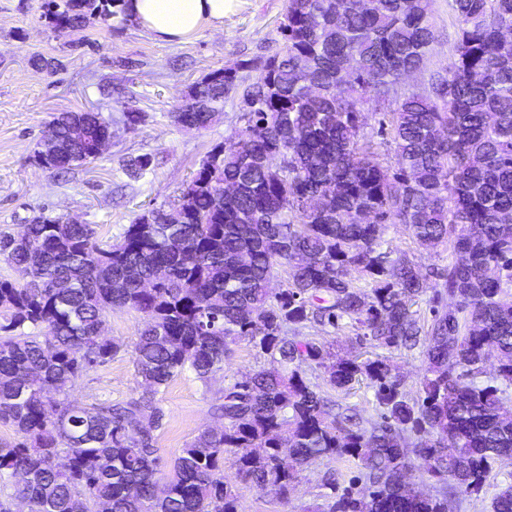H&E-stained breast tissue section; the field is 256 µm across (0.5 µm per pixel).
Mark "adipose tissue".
I'll use <instances>...</instances> for the list:
<instances>
[{
    "label": "adipose tissue",
    "instance_id": "adipose-tissue-1",
    "mask_svg": "<svg viewBox=\"0 0 512 512\" xmlns=\"http://www.w3.org/2000/svg\"><path fill=\"white\" fill-rule=\"evenodd\" d=\"M231 0H123L127 20L156 39L178 43L219 28Z\"/></svg>",
    "mask_w": 512,
    "mask_h": 512
}]
</instances>
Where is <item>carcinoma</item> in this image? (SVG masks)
<instances>
[{
	"instance_id": "1",
	"label": "carcinoma",
	"mask_w": 512,
	"mask_h": 512,
	"mask_svg": "<svg viewBox=\"0 0 512 512\" xmlns=\"http://www.w3.org/2000/svg\"><path fill=\"white\" fill-rule=\"evenodd\" d=\"M118 0H64L48 16L73 32L117 15ZM455 53L409 89L435 33L432 0H288L283 47L257 75L211 73L188 92L175 123L205 129L230 94L246 105L245 128L214 147L174 201L138 214L119 240L90 224L33 217L21 237L0 231V475L16 478L0 499L13 512H239L224 479L236 475L288 498L315 460L358 461L365 492L345 490L324 512H456L492 464L512 463V0H451ZM367 100L397 167L360 144ZM58 153L38 165L65 173L89 162V143L112 134L97 112L51 121ZM83 128L84 135L73 136ZM388 224H403L435 249L453 239L443 288L456 307L422 324L412 311L426 279L404 254L380 249ZM367 279L355 287L350 270ZM286 287L270 292L279 271ZM144 316L133 348L141 391L79 406L67 391L112 360L120 341L102 335L114 309ZM349 321L394 350L423 347L419 397L400 392L388 356L359 362L322 342L288 336L305 322ZM245 338L265 360L222 389L224 420L183 448L158 454L165 414L156 396L186 370L206 386L224 378L229 344ZM497 363L484 383L485 366ZM337 389L374 390L378 419L330 407L307 378ZM441 487L416 496L403 482L410 455ZM492 512H512V485Z\"/></svg>"
}]
</instances>
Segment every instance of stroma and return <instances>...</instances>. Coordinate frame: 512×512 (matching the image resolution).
<instances>
[{
	"label": "stroma",
	"instance_id": "obj_1",
	"mask_svg": "<svg viewBox=\"0 0 512 512\" xmlns=\"http://www.w3.org/2000/svg\"><path fill=\"white\" fill-rule=\"evenodd\" d=\"M43 0H0V230L20 232L35 215L75 219L95 225L105 242L119 239L148 205L171 202L216 145L227 143L245 122L237 97L208 128L176 124L173 112L190 87L210 73L264 61L282 47L279 27L288 0H234L224 24L184 43L155 39L141 27L116 19L82 31L57 33L43 16ZM435 40L416 85L448 63L457 41L449 0H433ZM51 61L35 67V58ZM93 110L112 121V142L92 163L65 176L38 166L33 152L54 114ZM135 121H127V113ZM146 156L150 166L133 179L125 160ZM382 249L406 255L426 278L427 290L414 309L429 322L433 309L454 307L440 295L438 271L453 260V248L421 247L402 224L388 225ZM144 324L142 314L116 309L105 334L123 341L125 351L89 370L69 397L88 405L129 398L137 388L131 345ZM299 336L334 343L340 355L366 360L391 355L402 390L417 398L426 367L422 350L388 352L360 338L355 328L309 322ZM215 391L206 390L192 371L174 378L158 395L165 426L157 440L160 455L173 460L203 428L216 425L211 411ZM359 468L352 459H321L305 466L294 490L281 496L251 484H238L241 512H322L332 496L350 487Z\"/></svg>",
	"mask_w": 512,
	"mask_h": 512
}]
</instances>
